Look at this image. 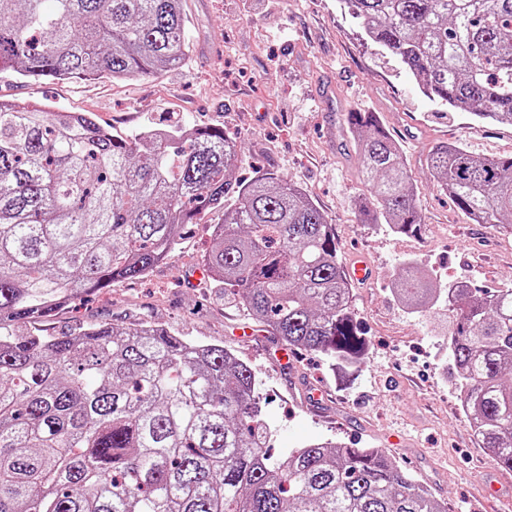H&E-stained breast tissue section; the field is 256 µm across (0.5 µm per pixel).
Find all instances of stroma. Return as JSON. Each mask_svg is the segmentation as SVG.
<instances>
[{
	"label": "stroma",
	"mask_w": 512,
	"mask_h": 512,
	"mask_svg": "<svg viewBox=\"0 0 512 512\" xmlns=\"http://www.w3.org/2000/svg\"><path fill=\"white\" fill-rule=\"evenodd\" d=\"M184 8L194 52L178 69L116 82L4 72L0 99L89 112L123 138L147 124L236 135L243 151L237 178L271 172L292 179L331 221L343 262L359 255L371 265L372 280L352 286L369 340L362 370L340 381L321 357L297 348L280 364L283 341L214 296L200 256L223 220L219 211L184 225L173 257L140 279L74 300L45 322L46 331L148 322L223 345L252 367L267 396L274 452L324 440L381 448L447 502L448 512H471L486 484L494 495L483 512H512V472L478 445L443 371L448 348L433 328L440 307L411 313L393 292L408 259L446 283L512 284V236L472 223L429 180L425 161L444 142L481 158L511 156L512 126L423 96L393 55L363 40L344 0H185ZM359 110L378 113L406 155L425 220L418 234L357 216L366 188L345 115Z\"/></svg>",
	"instance_id": "stroma-1"
}]
</instances>
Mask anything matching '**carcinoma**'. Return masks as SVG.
<instances>
[{
	"label": "carcinoma",
	"instance_id": "1",
	"mask_svg": "<svg viewBox=\"0 0 512 512\" xmlns=\"http://www.w3.org/2000/svg\"><path fill=\"white\" fill-rule=\"evenodd\" d=\"M365 41L428 99L512 125V0H345ZM183 0H0V73L148 77L189 58ZM370 195L365 222L424 224L400 146L375 112H349ZM238 141L213 127L116 139L88 112L0 102V512H448L380 448L326 440L268 453L253 369L219 344L156 325L82 323L56 309L143 277L178 229L224 211L201 265L224 300L348 376L368 345L336 235L293 181L233 180ZM427 171L475 224L512 234V157L434 146ZM409 308L439 289L405 263ZM451 384L481 447L512 471V287L448 288Z\"/></svg>",
	"mask_w": 512,
	"mask_h": 512
}]
</instances>
